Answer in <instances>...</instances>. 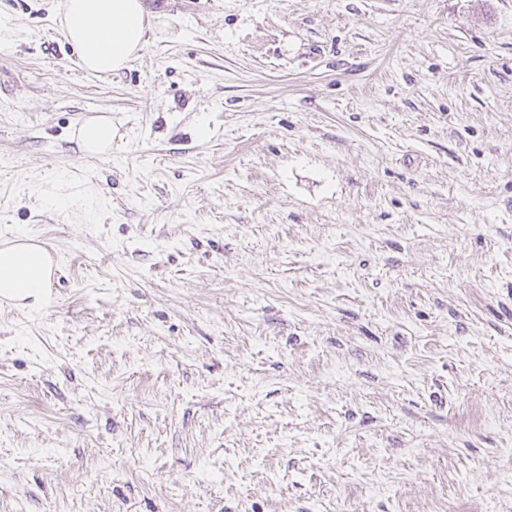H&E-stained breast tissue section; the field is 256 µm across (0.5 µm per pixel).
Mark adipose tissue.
I'll return each instance as SVG.
<instances>
[{
	"label": "adipose tissue",
	"instance_id": "obj_1",
	"mask_svg": "<svg viewBox=\"0 0 512 512\" xmlns=\"http://www.w3.org/2000/svg\"><path fill=\"white\" fill-rule=\"evenodd\" d=\"M152 15L143 0H63L59 24L90 74H116L144 50ZM74 139L87 156L112 149V120L82 119ZM49 254L18 236L0 243V297L39 307L47 301Z\"/></svg>",
	"mask_w": 512,
	"mask_h": 512
}]
</instances>
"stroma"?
Returning a JSON list of instances; mask_svg holds the SVG:
<instances>
[{"mask_svg": "<svg viewBox=\"0 0 512 512\" xmlns=\"http://www.w3.org/2000/svg\"><path fill=\"white\" fill-rule=\"evenodd\" d=\"M60 2L0 0L59 278L0 304V512H512V0H145L116 75ZM73 137L84 155L106 156L112 150V119L107 116L84 118Z\"/></svg>", "mask_w": 512, "mask_h": 512, "instance_id": "obj_1", "label": "stroma"}]
</instances>
